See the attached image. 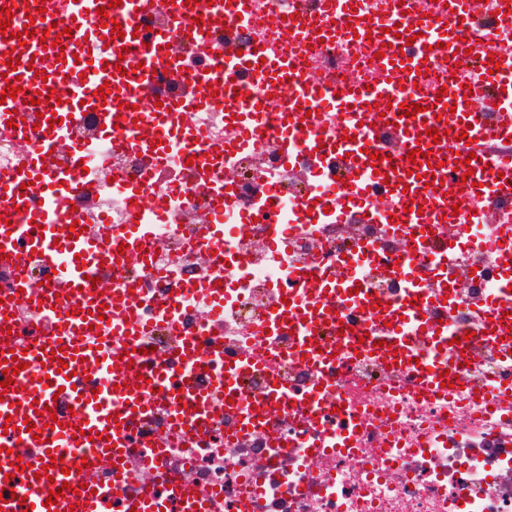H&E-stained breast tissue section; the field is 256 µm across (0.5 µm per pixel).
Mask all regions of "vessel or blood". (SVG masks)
I'll return each instance as SVG.
<instances>
[{"label": "vessel or blood", "instance_id": "obj_1", "mask_svg": "<svg viewBox=\"0 0 512 512\" xmlns=\"http://www.w3.org/2000/svg\"><path fill=\"white\" fill-rule=\"evenodd\" d=\"M65 18L74 34V45L70 53H60L55 46H43L39 38L18 43L17 39L0 35V74L6 81H16L22 93L48 96L51 89L64 88L65 103L54 105L48 116L40 118L32 112H20L16 101L6 98L0 103V125L15 121L19 128L39 126L43 131L44 147L28 157L21 172L0 179V188L19 192L21 184L38 181L47 196H54L59 187L68 193L79 191L81 181L76 166L80 154H73L74 168L68 171L53 169L49 147L54 146V131L50 121L67 117L80 109H93L98 99L92 94L93 86L78 83L72 76L77 61L98 59L102 56L117 57L124 46H135L134 56L124 63L123 71L115 69L96 70L95 84L109 85L112 90H123L125 84L134 83L140 90L151 89L156 77L154 70L161 57L170 56L167 37L157 34L150 43H142L133 31L144 14L150 0H122L119 7H109V0H59ZM106 7L109 17L122 23L124 38L104 42L101 37L88 36L83 32L88 16L98 7ZM21 47L22 55L17 65H8L6 55L14 47ZM219 68L206 75L205 80L216 83L230 75L248 72L247 62L234 54L222 53ZM288 67L283 62L267 63L264 75L269 82L281 83L284 90L302 107L317 110L325 107L327 95L323 87L306 81L291 83L284 81ZM6 81H0V90ZM472 101L484 110L495 111L497 125L491 133L495 140L512 139V61L501 64L494 74L473 79ZM372 100L389 105L391 117L400 118L405 130L404 153L390 159L374 160L367 154L372 133L365 125L353 132L351 139L337 140L336 151L348 156L354 170L373 172L378 182L384 183L385 192L392 203L405 205L421 197L425 183L419 175L420 168L411 167L406 153L417 146V133L422 126L436 117H444L450 136L459 135L468 124L477 123V113L468 108L449 111L447 101L429 98L427 108L414 117H401L402 95L388 87L376 84L370 90ZM490 138V139H491ZM488 141V140H487ZM487 141H471L469 149L475 158L470 163L460 164V171H472L479 182L481 195L512 194V154L493 156ZM141 244L137 226H115L98 224L84 232L70 233L68 225H46L42 234H34L32 225H7L0 218V254L8 255L10 267L15 274V288L21 289L24 298L32 300L44 314L46 334L43 339L32 342L30 350L21 344L9 345L0 342V381L14 367L11 352L21 354L26 364L20 370V378H32L30 388L16 392L7 391L0 399V493L7 495V503L0 505V512H18V500H25L30 512H98V497L90 489L81 487L77 473H62L51 467L52 457L60 455L63 447H94L96 456L113 455L115 449L125 447L128 426L142 419L151 407L149 396L152 390L172 391L169 372L158 370L150 373L148 382H140L139 366L125 368L122 360L111 350L100 345L88 347L76 344V336L82 335L95 323L92 307L102 301L113 302L128 315H135L137 296L129 292H98L90 280L104 277L108 272L126 266L127 259L136 255ZM42 256L54 269L53 293H34L26 276L31 256ZM328 306L322 301L305 310L280 307L273 319L274 324L288 323L294 332L299 350H307L311 336L310 324L323 320ZM377 340L386 344L387 350L397 352L401 359H409L410 352L401 338L398 327L380 326ZM59 351V360H52V351ZM111 364L113 384L99 387L96 381L86 380V366ZM248 365L239 363L225 370L218 386L213 390H202L195 397L197 411L177 408V417H204L212 404H221L238 397L237 378L248 372ZM81 407L82 412L75 425L50 427L51 415H63L67 406ZM35 423L34 432H27V423ZM61 487L62 493L56 504L47 505L51 486ZM168 500L154 496H127L121 501L120 512H168Z\"/></svg>", "mask_w": 512, "mask_h": 512}]
</instances>
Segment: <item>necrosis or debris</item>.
<instances>
[{
  "mask_svg": "<svg viewBox=\"0 0 512 512\" xmlns=\"http://www.w3.org/2000/svg\"><path fill=\"white\" fill-rule=\"evenodd\" d=\"M247 17L227 30L212 29L209 7L185 16L173 6L151 8L143 20L179 47L159 94L176 96L212 67L216 46L254 62L293 54L292 76L315 80L332 92L374 83L381 76L376 42L348 36L346 17L326 11L322 0H244ZM506 0H482L474 26L461 29L462 51L434 48L418 84L396 77L395 87L418 102L441 88L470 82L491 54L512 56ZM359 16L373 23L391 17L416 26L445 17L443 0H356ZM316 23L327 39L310 32ZM236 98L203 92L191 112L118 114L117 129L104 135L102 116L80 114L63 123L62 141L85 149L81 190L61 198L54 214L69 224L148 225L150 265L138 261L112 272L113 287L136 282L142 320L151 322L139 346L155 349L166 367L179 370L176 340H220L224 353L249 354L254 372L242 383V399L205 424L175 428L167 406L128 432L123 451L131 484L148 483L163 471L161 491L171 512H180L179 491L198 493L202 512H512V359L503 356L512 337L480 327L478 312L502 301L512 282V196L464 200L457 220L466 240L437 250L443 216L425 195L421 225L390 231L393 217L379 205L376 187H361L349 165L330 146L357 128L361 117L347 108L305 118L299 105L272 101L263 81L236 79ZM141 148H118L128 132ZM164 162L153 164V141ZM40 144L36 132L0 131V176L13 174ZM228 188L224 204L216 193ZM173 265L177 280L156 274ZM339 271L361 290L336 305V319L315 344L328 356L324 368L302 359L293 335L264 329L280 296L296 306L313 294L304 272ZM457 276L452 302L418 297L410 282ZM223 281L216 304L199 283ZM177 302L175 321L159 320ZM400 313L401 332L416 360L386 366L381 353L359 336L372 333L376 302ZM460 340L453 357L435 342ZM458 367L457 387L426 383L430 367ZM283 381L291 403L277 405L267 382ZM252 428L239 430L246 416Z\"/></svg>",
  "mask_w": 512,
  "mask_h": 512,
  "instance_id": "obj_1",
  "label": "necrosis or debris"
}]
</instances>
